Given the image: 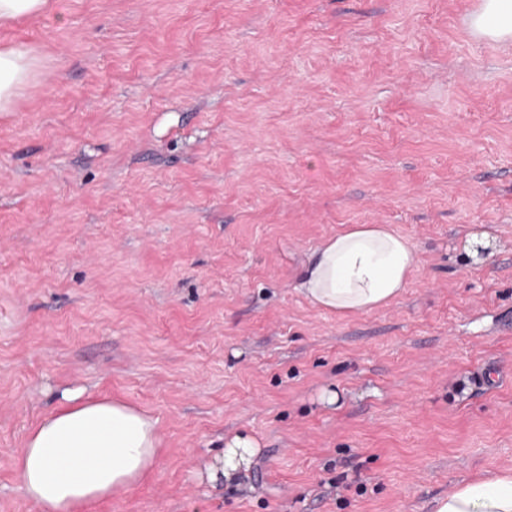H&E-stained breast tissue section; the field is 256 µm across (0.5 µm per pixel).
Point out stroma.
I'll use <instances>...</instances> for the list:
<instances>
[{
	"label": "stroma",
	"mask_w": 512,
	"mask_h": 512,
	"mask_svg": "<svg viewBox=\"0 0 512 512\" xmlns=\"http://www.w3.org/2000/svg\"><path fill=\"white\" fill-rule=\"evenodd\" d=\"M479 3L54 0L0 27L37 58L0 112V512H39L13 460L67 389L162 441L87 512H433L512 471V46L474 38ZM352 224L419 264L340 317L299 274ZM237 434L257 451L211 486Z\"/></svg>",
	"instance_id": "35a3bbf8"
}]
</instances>
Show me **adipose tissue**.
Returning a JSON list of instances; mask_svg holds the SVG:
<instances>
[{
	"instance_id": "adipose-tissue-1",
	"label": "adipose tissue",
	"mask_w": 512,
	"mask_h": 512,
	"mask_svg": "<svg viewBox=\"0 0 512 512\" xmlns=\"http://www.w3.org/2000/svg\"><path fill=\"white\" fill-rule=\"evenodd\" d=\"M469 26L476 37L511 43L512 0H481ZM35 65L24 46L0 49V112L11 111ZM417 264L416 247L389 225L354 224L313 252L300 290L313 306L346 317L398 299ZM160 445L157 421L148 412L66 391L58 408L27 429L13 467L24 495L41 512H84L149 478ZM434 512H512V473L476 478L438 499Z\"/></svg>"
}]
</instances>
